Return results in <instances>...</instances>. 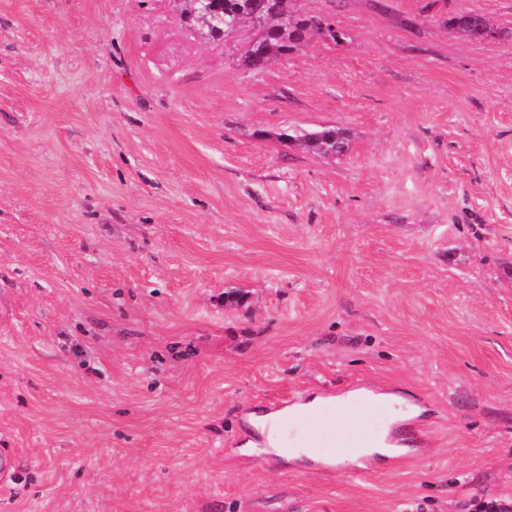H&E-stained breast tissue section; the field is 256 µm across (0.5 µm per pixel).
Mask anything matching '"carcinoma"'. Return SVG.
<instances>
[{
  "instance_id": "obj_1",
  "label": "carcinoma",
  "mask_w": 512,
  "mask_h": 512,
  "mask_svg": "<svg viewBox=\"0 0 512 512\" xmlns=\"http://www.w3.org/2000/svg\"><path fill=\"white\" fill-rule=\"evenodd\" d=\"M189 13L208 32L219 40L230 26H249L258 34L249 43L244 63L253 70L261 69L271 55L286 54L306 43L310 37L304 19H291L290 0H187ZM448 29L463 36H488V21L478 13H458L448 18ZM286 143H296L315 154L341 155L349 147L347 130L324 127L300 129L282 134Z\"/></svg>"
}]
</instances>
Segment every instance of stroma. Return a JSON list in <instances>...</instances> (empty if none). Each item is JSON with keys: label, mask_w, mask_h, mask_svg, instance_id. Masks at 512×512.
<instances>
[{"label": "stroma", "mask_w": 512, "mask_h": 512, "mask_svg": "<svg viewBox=\"0 0 512 512\" xmlns=\"http://www.w3.org/2000/svg\"><path fill=\"white\" fill-rule=\"evenodd\" d=\"M185 9L0 0V512L512 503V0H295L343 43L258 71ZM326 126L345 154L279 140ZM358 384L433 445L358 474L250 440ZM488 28L486 18L474 12L458 13L448 19V30L463 36L488 37Z\"/></svg>", "instance_id": "35a3bbf8"}]
</instances>
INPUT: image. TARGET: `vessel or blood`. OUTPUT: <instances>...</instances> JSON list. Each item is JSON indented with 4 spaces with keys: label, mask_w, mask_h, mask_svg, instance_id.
I'll list each match as a JSON object with an SVG mask.
<instances>
[{
    "label": "vessel or blood",
    "mask_w": 512,
    "mask_h": 512,
    "mask_svg": "<svg viewBox=\"0 0 512 512\" xmlns=\"http://www.w3.org/2000/svg\"><path fill=\"white\" fill-rule=\"evenodd\" d=\"M386 406V401L358 394L353 403L337 400L329 404L327 411L318 412L302 407L293 398L273 405L270 420L258 433V443L266 448H289L298 441L307 446L318 445L315 457L325 466L362 448L366 454L358 458L356 465L357 471L362 472L375 465L368 449L396 448L407 438L393 424L379 431L370 427V420L383 416Z\"/></svg>",
    "instance_id": "vessel-or-blood-1"
}]
</instances>
